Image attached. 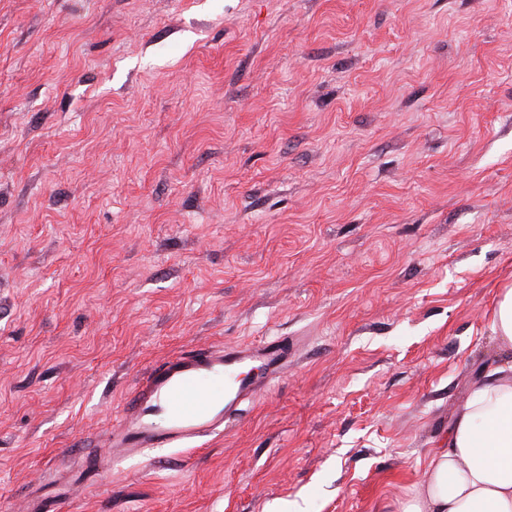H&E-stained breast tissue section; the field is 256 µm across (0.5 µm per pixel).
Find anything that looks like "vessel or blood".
Masks as SVG:
<instances>
[{
    "instance_id": "b4317fda",
    "label": "vessel or blood",
    "mask_w": 512,
    "mask_h": 512,
    "mask_svg": "<svg viewBox=\"0 0 512 512\" xmlns=\"http://www.w3.org/2000/svg\"><path fill=\"white\" fill-rule=\"evenodd\" d=\"M288 352V340L281 337L191 349L157 364L126 399L122 426L110 434L109 446L136 456L147 448L179 447L223 432L237 421L242 404L265 387L245 376V367L258 361L278 376Z\"/></svg>"
}]
</instances>
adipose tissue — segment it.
<instances>
[{"label": "adipose tissue", "instance_id": "adipose-tissue-1", "mask_svg": "<svg viewBox=\"0 0 512 512\" xmlns=\"http://www.w3.org/2000/svg\"><path fill=\"white\" fill-rule=\"evenodd\" d=\"M403 512H512V365L472 383Z\"/></svg>", "mask_w": 512, "mask_h": 512}]
</instances>
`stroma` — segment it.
Instances as JSON below:
<instances>
[{
  "mask_svg": "<svg viewBox=\"0 0 512 512\" xmlns=\"http://www.w3.org/2000/svg\"><path fill=\"white\" fill-rule=\"evenodd\" d=\"M509 286L512 0H0V512H402ZM277 336L235 427L107 448ZM288 337L237 346L186 350L156 366L123 406L122 426L109 448L126 456L146 448H171L221 433L237 421L241 405L265 388L244 376L260 361L271 379L288 365Z\"/></svg>",
  "mask_w": 512,
  "mask_h": 512,
  "instance_id": "35a3bbf8",
  "label": "stroma"
}]
</instances>
